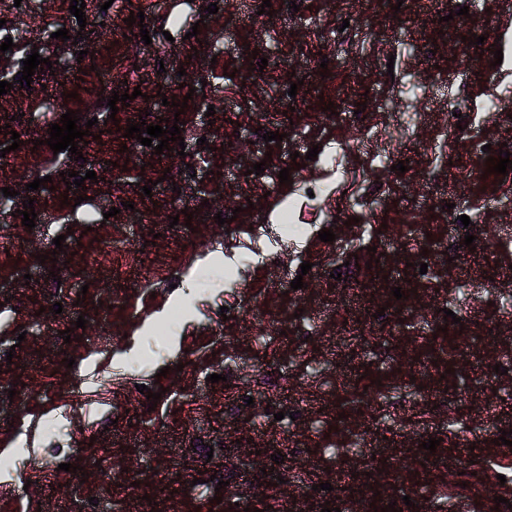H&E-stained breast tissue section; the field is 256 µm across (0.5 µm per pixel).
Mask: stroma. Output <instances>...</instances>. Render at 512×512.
Returning a JSON list of instances; mask_svg holds the SVG:
<instances>
[{"mask_svg": "<svg viewBox=\"0 0 512 512\" xmlns=\"http://www.w3.org/2000/svg\"><path fill=\"white\" fill-rule=\"evenodd\" d=\"M70 2L0 0V34L17 46L0 53V79L17 76L23 53L34 49L49 59L74 46L85 52L79 70L54 64L0 99L7 148L0 188L21 192L37 213L31 229L11 215L0 222V438L11 439L16 461L11 474H0V512H265L271 500L285 508L298 498L308 512L325 502L346 512L358 498L366 512L391 503L401 512H508L495 498L512 500V449L498 442L512 430V414L501 412L512 404V173L488 172L472 154L477 144L490 145L494 158L500 146L512 151V116L496 106L512 101V64H495L486 49L512 37V0H446L438 10L403 0L397 11L389 0H301L296 12L270 0L267 15L263 0H216L210 16L200 0H182V19L166 35L155 0H132L121 12L96 0L85 12L89 31L75 44L54 36L78 32ZM463 6L468 15H460ZM133 11L143 12L142 25H127ZM202 20L206 28L191 39ZM103 25L119 28L121 38L102 35ZM475 34L486 44H470ZM168 44L179 63L165 68L160 87L154 77ZM256 56L284 64L259 72L250 66ZM297 80L306 107L288 117L271 111ZM106 85L131 94L130 104L111 112L100 100ZM459 86L467 96L463 131L432 160L429 147L448 124L445 91ZM136 89L141 97H133ZM157 93L188 102L185 153L156 155L144 146L139 162L127 164L129 121L160 125L174 116L171 106L147 108L146 96ZM215 95L224 108L206 116L202 99ZM36 101L42 112L33 124ZM327 102L335 112L324 111ZM67 109L85 121L118 120L82 147L79 161L47 144ZM259 128L284 139L264 141ZM15 132L22 143L14 150ZM311 148L317 159L295 168L293 155ZM262 160L264 173L253 174ZM402 160L410 164L403 173L395 169ZM284 168L291 184L278 179ZM89 170L103 181L28 188L37 177ZM372 182L382 189L373 199L366 195ZM85 196L94 212L82 205ZM286 197L295 201L293 223L311 236L307 250L284 243L256 258L248 228L273 223ZM206 199L223 200L228 227L195 213L190 225H171ZM478 207L482 221L467 228L473 244H458V259L449 260L450 223ZM324 229L334 242L318 239ZM59 235L67 245L61 253L52 244ZM350 249L356 266L345 281L331 278L333 259ZM51 253L56 261H48ZM306 261L312 268L304 274ZM422 262L426 273L415 274ZM204 265L214 273L206 291L157 340L154 361L140 364L149 317L166 318ZM56 270L68 277L65 292L55 290ZM288 271L302 274L301 289H291ZM395 287L403 299L394 298ZM57 302L62 312H53ZM451 304L465 310L460 324L443 319ZM380 311L395 336L360 355L361 380L376 399L367 409L339 390L351 351L340 331ZM80 317L86 327L74 328ZM490 325L500 339L486 354L489 373L474 384L452 351L454 338ZM69 328L76 339L68 343ZM391 347L403 351L394 362L383 358ZM499 365L506 374L496 373ZM213 373L221 382H209ZM141 384L160 400L146 399ZM396 394L403 408H390ZM431 438L439 441L432 463L421 447ZM462 444L474 462L463 476ZM398 459L404 470L396 476ZM65 463L79 472L62 471ZM340 466L350 474L346 489L313 490ZM476 480L483 493L463 491Z\"/></svg>", "mask_w": 512, "mask_h": 512, "instance_id": "obj_1", "label": "stroma"}]
</instances>
